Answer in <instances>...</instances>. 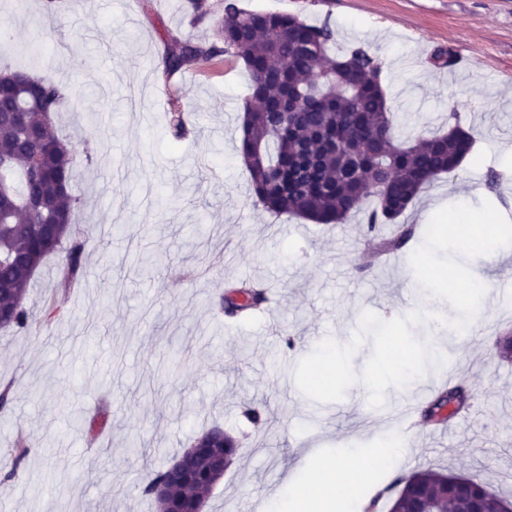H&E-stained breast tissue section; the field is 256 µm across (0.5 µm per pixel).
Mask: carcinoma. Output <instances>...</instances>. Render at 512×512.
<instances>
[{
  "label": "carcinoma",
  "instance_id": "obj_1",
  "mask_svg": "<svg viewBox=\"0 0 512 512\" xmlns=\"http://www.w3.org/2000/svg\"><path fill=\"white\" fill-rule=\"evenodd\" d=\"M195 22L213 23L216 41L173 39L164 57L165 72L203 65L224 55L240 60L249 77L250 95L242 112L241 156L249 172L256 203L276 214L319 224H341L364 214L366 235L376 239L374 257L402 247L401 238H379L383 224H398L420 193L443 175L456 172L469 154L472 137L448 113V131L400 140L387 104L377 57L361 45L330 55L334 40L327 24H307L290 14L246 11L224 0L214 14L207 0H185ZM5 95L0 100V160L7 162L3 181L10 204L0 210V313L5 328L26 330L32 313L25 294L34 270L51 255L61 261L67 288L84 275L85 242L73 225L44 227L52 216L73 212L71 194L76 155L52 130V114L64 102L61 88L34 80L23 70L0 72ZM24 114L19 127L9 119ZM390 185L386 196L369 187ZM375 205L363 208L368 198ZM226 298L229 318H244L265 308L255 283ZM468 401L456 385L440 395L434 408ZM451 477L439 469L411 471L400 486L390 512H470L471 499L488 489L466 478L463 489L449 493Z\"/></svg>",
  "mask_w": 512,
  "mask_h": 512
}]
</instances>
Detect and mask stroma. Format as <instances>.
Segmentation results:
<instances>
[{
	"label": "stroma",
	"instance_id": "35a3bbf8",
	"mask_svg": "<svg viewBox=\"0 0 512 512\" xmlns=\"http://www.w3.org/2000/svg\"><path fill=\"white\" fill-rule=\"evenodd\" d=\"M181 0H0V67H23L60 85L54 119L77 155L73 224L85 240L84 278L57 287V258L32 278L26 307L62 318L20 332L0 329V456L17 441L38 445L11 480L0 478V512H155L141 486L213 426L241 454L204 512H251L288 473L360 448L375 458L384 419L411 406V391L465 385L467 407L446 425H419L402 472L449 468L512 498V361L497 357L512 336V293L484 301L482 336L447 337L445 370L428 368L375 408L351 386L321 404L294 382L298 362L323 339L347 342L363 312L389 320L414 309L450 316L420 292L410 264L433 214L489 201L512 220V0H239L329 24L334 49L354 44L384 58L382 78L406 138L446 130L449 110L475 144L453 177L434 181L402 224L415 233L397 253L371 259L358 218L327 227L277 215L256 202L238 155V104L248 75L233 59L166 74L172 39L208 42ZM453 67L433 63L438 53ZM194 119L183 136L172 113ZM500 179L489 185L490 172ZM163 257L141 275V254ZM253 279L277 303L243 321L225 317V290ZM262 410L250 424L247 408Z\"/></svg>",
	"mask_w": 512,
	"mask_h": 512
}]
</instances>
